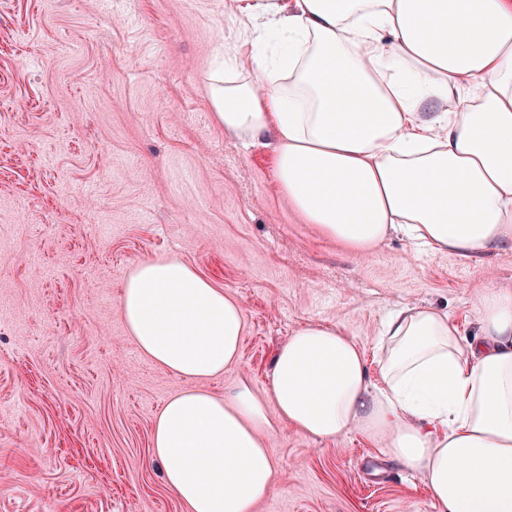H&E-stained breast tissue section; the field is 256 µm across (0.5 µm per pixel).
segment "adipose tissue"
<instances>
[{
	"label": "adipose tissue",
	"mask_w": 512,
	"mask_h": 512,
	"mask_svg": "<svg viewBox=\"0 0 512 512\" xmlns=\"http://www.w3.org/2000/svg\"><path fill=\"white\" fill-rule=\"evenodd\" d=\"M252 76L216 63L217 123L270 136L280 192L321 235L366 256L390 232L478 258L512 243V9L504 0H248ZM466 77L455 111L419 102ZM119 308L145 356L193 389L172 396L152 456L190 512H253L275 489L266 437L357 430L425 479L437 512H512V285L487 288L468 337L447 312L387 317L374 359L339 328H299L267 398L196 389L240 356V302L175 257L123 279Z\"/></svg>",
	"instance_id": "obj_1"
}]
</instances>
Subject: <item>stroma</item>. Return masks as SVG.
Returning a JSON list of instances; mask_svg holds the SVG:
<instances>
[{
	"label": "stroma",
	"instance_id": "1",
	"mask_svg": "<svg viewBox=\"0 0 512 512\" xmlns=\"http://www.w3.org/2000/svg\"><path fill=\"white\" fill-rule=\"evenodd\" d=\"M240 0H0V512H189L151 454L188 381L145 358L119 312L138 263L176 257L237 298V364L207 383L270 391L301 326L374 355L386 316L431 305L477 331L512 284V245L465 259L398 234L360 257L292 213L268 138L244 144L209 103ZM276 489L255 512H436L421 478L358 431L267 441Z\"/></svg>",
	"mask_w": 512,
	"mask_h": 512
}]
</instances>
